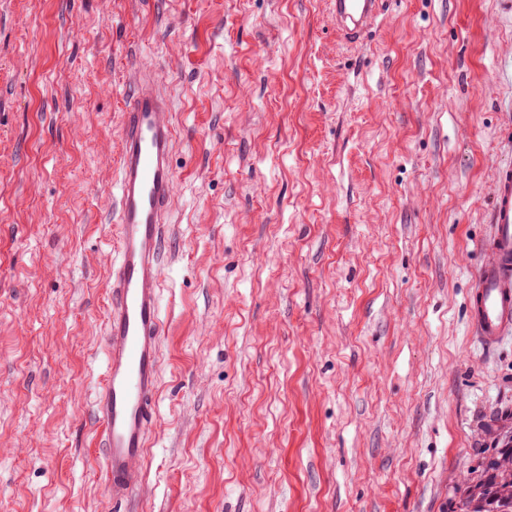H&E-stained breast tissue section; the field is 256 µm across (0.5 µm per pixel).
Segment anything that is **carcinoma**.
Listing matches in <instances>:
<instances>
[{"label":"carcinoma","instance_id":"carcinoma-1","mask_svg":"<svg viewBox=\"0 0 512 512\" xmlns=\"http://www.w3.org/2000/svg\"><path fill=\"white\" fill-rule=\"evenodd\" d=\"M512 458V444L507 442L489 459L477 477L467 479L457 489L456 512H512V469L499 464Z\"/></svg>","mask_w":512,"mask_h":512}]
</instances>
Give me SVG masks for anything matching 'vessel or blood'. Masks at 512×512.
<instances>
[{"label": "vessel or blood", "mask_w": 512, "mask_h": 512, "mask_svg": "<svg viewBox=\"0 0 512 512\" xmlns=\"http://www.w3.org/2000/svg\"><path fill=\"white\" fill-rule=\"evenodd\" d=\"M384 0H329L337 35L356 44L372 31ZM171 108L152 73L130 94L112 186L111 222L118 250L102 343L103 379L93 405L102 491L112 504L135 506L146 472L160 390L162 267L175 179ZM487 258L470 297L473 334L491 348L512 334V167L495 165Z\"/></svg>", "instance_id": "b4317fda"}]
</instances>
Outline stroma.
Returning a JSON list of instances; mask_svg holds the SVG:
<instances>
[{"label": "stroma", "instance_id": "1", "mask_svg": "<svg viewBox=\"0 0 512 512\" xmlns=\"http://www.w3.org/2000/svg\"><path fill=\"white\" fill-rule=\"evenodd\" d=\"M174 113L140 512H453L512 440V337L469 293L512 162V11L385 0H0V512H122L91 406L126 102ZM384 0H330L329 10L336 34L345 42L356 44L372 31Z\"/></svg>", "mask_w": 512, "mask_h": 512}]
</instances>
